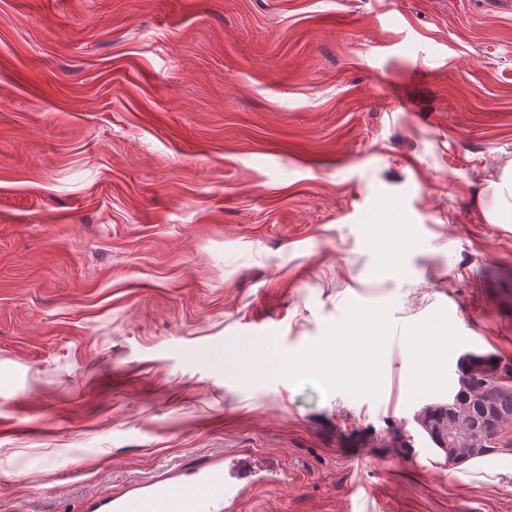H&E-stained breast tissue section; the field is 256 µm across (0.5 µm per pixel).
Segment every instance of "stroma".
<instances>
[{"instance_id":"35a3bbf8","label":"stroma","mask_w":512,"mask_h":512,"mask_svg":"<svg viewBox=\"0 0 512 512\" xmlns=\"http://www.w3.org/2000/svg\"><path fill=\"white\" fill-rule=\"evenodd\" d=\"M509 157L512 0H0V512L244 448L239 512H512L422 424L512 366ZM494 205L484 213L491 224H510L512 215V158L505 159L498 180L491 181ZM421 334L427 336L428 340H422L423 348L420 353L414 354L412 358L414 364L412 378L416 385L429 383L441 378L442 373L440 367L432 358V352L447 341L446 334H444V331L438 325H433L429 329V332H422ZM429 336H434V338L430 339Z\"/></svg>"}]
</instances>
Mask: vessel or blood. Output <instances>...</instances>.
Here are the masks:
<instances>
[{"label":"vessel or blood","mask_w":512,"mask_h":512,"mask_svg":"<svg viewBox=\"0 0 512 512\" xmlns=\"http://www.w3.org/2000/svg\"><path fill=\"white\" fill-rule=\"evenodd\" d=\"M237 471L250 486L284 473L277 458L249 452ZM227 485L224 458L210 457L137 481L119 495L101 492L85 502L83 512H236L238 500L227 496Z\"/></svg>","instance_id":"obj_1"}]
</instances>
